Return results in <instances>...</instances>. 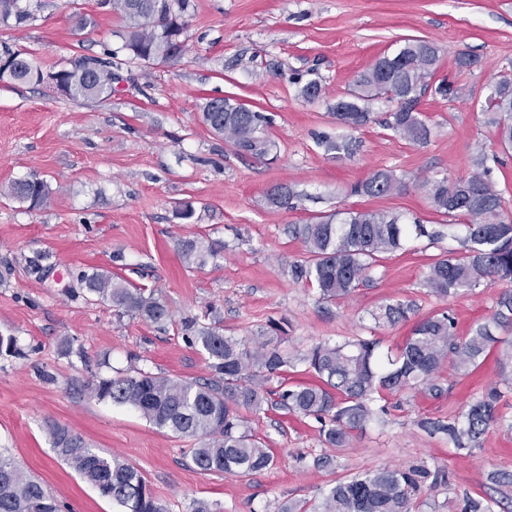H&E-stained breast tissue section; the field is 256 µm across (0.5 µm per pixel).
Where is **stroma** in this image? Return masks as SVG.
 <instances>
[{"instance_id": "1", "label": "stroma", "mask_w": 512, "mask_h": 512, "mask_svg": "<svg viewBox=\"0 0 512 512\" xmlns=\"http://www.w3.org/2000/svg\"><path fill=\"white\" fill-rule=\"evenodd\" d=\"M20 5L35 21L0 24V41L43 71L122 45L123 21L99 0ZM82 14L93 16L94 26L78 29ZM186 20L183 55L123 65L112 96L76 103L49 84L0 82V187L34 175L52 189L34 211L0 195V336L15 337L19 348L0 355V454L37 478L62 512L119 508L57 457L50 437L56 425L137 468L167 512H190L196 500L221 512H271L288 500L311 506L335 481L420 464L447 472L448 487L432 498L437 512H454L453 499L485 492L489 471L512 472V436L490 430L479 449L460 457L418 421L459 414L497 381L495 361L466 376L444 365L439 397L418 389L386 395V414L336 451L331 469L312 465L326 451L314 418L268 403L244 411L246 430L274 454L272 467L248 477L200 473L188 456L194 440L97 400L88 383L137 369L188 382L209 378L206 353L180 333L185 316L212 314L225 334L239 338L283 327L292 357L359 336L384 349L402 343L411 322L379 328L371 317L385 302H412L418 319L450 311L462 333L487 321L499 286L445 300L429 291L431 258L458 248L465 229L445 227L420 183L474 173L471 157L482 145L494 181L512 200V154L500 153L480 112L491 83L512 67V0H190ZM406 38L435 43L436 79L463 90L453 100L421 96L429 140L413 144L388 129L395 105L386 101L373 104L374 120L365 127L337 124L336 99ZM460 51L475 57L471 69L456 67ZM311 80L322 95L308 101L300 89ZM226 96L271 115L269 154H238L201 122L204 104ZM323 135L350 141L351 153L325 151L317 143ZM378 169L394 170L404 190L382 198L351 194L352 184ZM281 184L298 192L296 208L268 204V192ZM183 202L194 206L192 220L174 218ZM339 210L392 211L443 236L411 239L382 256L354 296L326 303L291 276V265L305 256L293 228ZM198 233L223 240L224 250L204 268H188L177 241ZM34 259L41 271L31 269ZM91 267L156 291L171 320L121 317L71 293L77 274Z\"/></svg>"}]
</instances>
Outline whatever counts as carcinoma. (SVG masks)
Instances as JSON below:
<instances>
[{
  "instance_id": "cac0c4a2",
  "label": "carcinoma",
  "mask_w": 512,
  "mask_h": 512,
  "mask_svg": "<svg viewBox=\"0 0 512 512\" xmlns=\"http://www.w3.org/2000/svg\"><path fill=\"white\" fill-rule=\"evenodd\" d=\"M99 5L124 19L122 49L130 61H168L182 54L184 44L176 38L183 34L180 16L189 0H99ZM11 18L20 25L35 20V14L21 8L19 0H0V21ZM117 58L116 52L107 49L102 58L79 56L60 70L43 73L24 53L4 42L0 43V81L41 84L54 77L72 101L108 97L112 67L121 66ZM439 62L435 45L404 40L396 51L378 57L359 73L348 95L336 100V123L355 130L373 121V102L395 101L400 111L390 113L386 126L409 142H427L431 129L417 104ZM481 114L496 129L498 146L505 152L512 150V73L500 75L493 83ZM202 120L240 153L264 155L272 146L265 136L272 118L232 98L209 100ZM472 161L480 172L424 183L432 210L467 228L461 250L450 249L429 265L427 284L442 299L497 283L511 284L499 293L489 321L460 336L454 317L442 311L417 320L402 344L385 351L370 339L342 344L325 341L300 359L315 381L289 385L284 374L294 361L282 348V339L230 336L219 324L190 316L181 320V331L188 344L201 346L208 356L212 377L206 382H186L140 369L134 375L99 376L90 384L91 393L100 401L134 409L158 429L193 438L196 447L189 449V455L201 473L246 476L268 469L273 454L242 429L239 412L262 409L268 394L277 397L283 410L316 419L323 444L341 449L375 417L383 392L420 387L436 396L442 392L436 376L445 363L468 374L494 354L503 366L496 383L472 398L460 415L448 420L422 418L418 426L448 441L462 456L473 454L494 427L504 426L512 433V422L505 423L500 409L505 392L512 391V372L504 370L512 361V344L495 335L512 331V215L507 213L503 191L491 179L484 149L476 151ZM403 189L404 183L393 171L381 169L353 185L350 193L378 198ZM0 194L34 210L48 200L51 188L32 176L12 181ZM296 198L286 185L268 193L269 204L278 209L294 208ZM295 234L307 257L291 266V275L315 286L319 299L325 301L351 297L368 281L377 258L403 249L410 237L441 236L418 221L406 224L397 213L377 210H338L296 226ZM223 249V243L203 234L178 242L183 262L200 269ZM78 280L86 300L109 304L120 316L153 323L171 318L166 302L155 291L148 292L109 270L94 267ZM411 311L412 304L397 301L380 305L371 317L379 327H393L407 320ZM273 382L276 386L268 389ZM51 439L57 456L102 496L112 499L121 512H166L132 465L97 453L65 426L53 427ZM487 480L501 494L512 488L511 471H492ZM447 484L448 476L439 468L382 467L330 485L314 512H420L428 505V495ZM499 505L490 494H466L457 509L496 512ZM0 512H60V506L39 480L0 455Z\"/></svg>"
}]
</instances>
